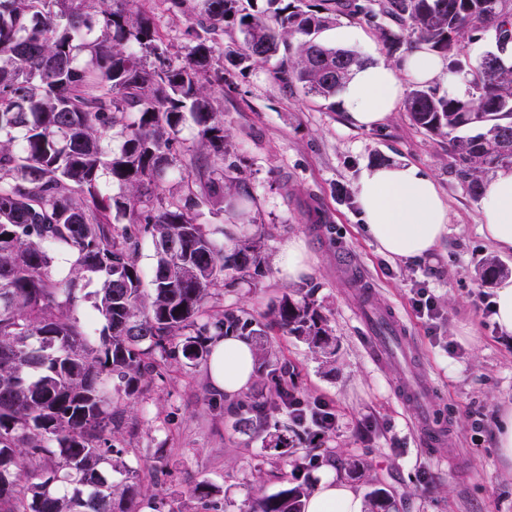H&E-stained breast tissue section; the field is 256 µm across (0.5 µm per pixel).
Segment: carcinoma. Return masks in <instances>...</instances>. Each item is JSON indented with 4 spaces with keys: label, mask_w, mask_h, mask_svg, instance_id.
I'll return each instance as SVG.
<instances>
[{
    "label": "carcinoma",
    "mask_w": 512,
    "mask_h": 512,
    "mask_svg": "<svg viewBox=\"0 0 512 512\" xmlns=\"http://www.w3.org/2000/svg\"><path fill=\"white\" fill-rule=\"evenodd\" d=\"M195 44L172 63L167 45L137 0H0V512H125L135 486L112 484L106 465L120 468L104 434L121 427L112 391L129 394L153 372V362L203 359L211 328L236 331L268 361L265 332L233 311L205 320L209 290L224 279L228 260L246 271L253 246L232 257L198 224L200 201L233 205L238 183L209 175L224 160V112L215 107L207 73L211 35L230 21L242 34L241 59L264 61L300 35L285 85L331 99L362 65L353 51L313 38L336 12L374 11L357 0H322L293 10L267 0L263 11L240 14L236 0H199ZM379 12L408 25L410 35L463 73L471 97L413 88L406 110L413 122L448 135L460 171L478 195L483 174L512 167V0H377ZM100 36L87 38L93 28ZM478 32L492 41L476 62L456 55V42ZM88 57L85 65L78 58ZM197 126L194 178L179 201L150 197L179 167L173 136L184 113ZM119 129L123 144L103 142ZM23 131L15 143L14 131ZM127 190L119 202L102 193L103 173ZM144 224L157 243L151 284L142 293L136 244L112 234L109 214ZM72 256L69 274H54V249ZM101 279L99 344L73 314L87 274ZM278 322L321 355L333 338L308 304L283 299ZM180 343H174L177 337ZM279 412L259 398L235 412L242 432ZM307 487L296 482L257 501L250 512H305Z\"/></svg>",
    "instance_id": "obj_1"
}]
</instances>
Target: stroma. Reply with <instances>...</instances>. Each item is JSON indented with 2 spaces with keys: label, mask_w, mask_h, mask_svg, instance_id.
Listing matches in <instances>:
<instances>
[{
  "label": "stroma",
  "mask_w": 512,
  "mask_h": 512,
  "mask_svg": "<svg viewBox=\"0 0 512 512\" xmlns=\"http://www.w3.org/2000/svg\"><path fill=\"white\" fill-rule=\"evenodd\" d=\"M144 9L173 62H181L192 44L185 17L168 11L164 0H145ZM340 30L352 31V38L337 40ZM386 30L398 31L396 49L385 45ZM318 39L389 66L416 46L407 30L381 15H337ZM241 42L229 24L216 35L209 80L224 111V175L241 181L244 214L236 239L253 242L257 263L245 273L226 267L206 310L214 321L241 311L260 324L272 368L288 371L304 399L329 402L340 424L317 451L290 436L288 457L279 459L267 446L268 428L235 429L236 401L212 387L206 361L159 363L149 383L119 401L121 429L104 436L140 475L134 512H243L248 499L275 494L293 479L314 488L330 475L365 496L384 489L390 512H512V471L495 448L497 413L512 404V337L499 332L486 307L499 284L512 279V253L482 234L479 198L460 179L447 136L417 126L402 104L375 128H359L342 106L284 87L280 57L238 62ZM380 159L426 169L448 203V234L425 260L382 255L362 224L355 183L363 167ZM112 220L115 235L137 242L142 280L150 282L156 262L150 231L117 213ZM294 241L303 244L310 272L291 281L281 276L277 258ZM488 259L503 269L491 280L479 273ZM362 276L373 285L376 304L400 313L418 348L449 424L454 465L424 447L419 407L400 402L398 370L369 350L358 315ZM422 281L440 311L431 329L412 307ZM284 298L317 312L335 340L331 359L279 328L276 309ZM201 482L209 488L204 498L193 493Z\"/></svg>",
  "instance_id": "stroma-1"
}]
</instances>
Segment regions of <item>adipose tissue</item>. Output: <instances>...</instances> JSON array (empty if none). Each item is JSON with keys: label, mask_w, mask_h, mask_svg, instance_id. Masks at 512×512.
<instances>
[{"label": "adipose tissue", "mask_w": 512, "mask_h": 512, "mask_svg": "<svg viewBox=\"0 0 512 512\" xmlns=\"http://www.w3.org/2000/svg\"><path fill=\"white\" fill-rule=\"evenodd\" d=\"M442 65L423 49H414L401 69L364 65L355 69L342 92V105L358 127L382 123L399 103L403 78L427 83L441 76ZM360 216L371 239L384 255L424 259L448 233V205L433 176L410 162L374 164L357 183ZM483 234L499 249L512 252V168L500 169L485 182L479 199ZM255 351L241 338L228 335L213 344L208 372L213 387L226 395L253 381ZM306 512H364V502L347 483L326 479L309 497Z\"/></svg>", "instance_id": "adipose-tissue-1"}]
</instances>
